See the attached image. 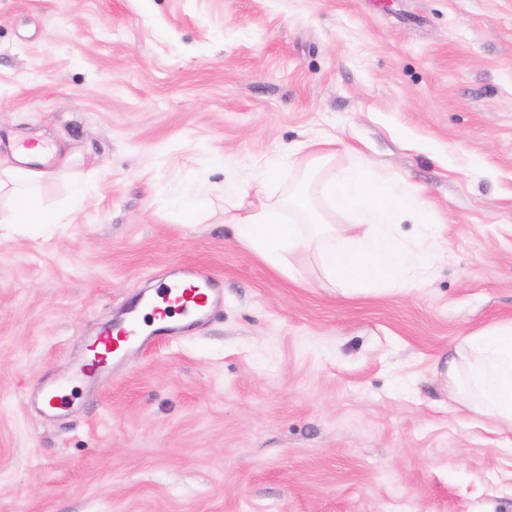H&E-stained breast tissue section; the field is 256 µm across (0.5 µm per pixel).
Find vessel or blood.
Here are the masks:
<instances>
[{
  "mask_svg": "<svg viewBox=\"0 0 512 512\" xmlns=\"http://www.w3.org/2000/svg\"><path fill=\"white\" fill-rule=\"evenodd\" d=\"M215 298L216 291L209 277L192 268H183L176 279L158 284L154 299L147 304V318L135 316L109 330L95 343L92 358L74 363L71 382L85 383L109 359L120 358L131 348L147 346L155 338L165 337L173 341L183 337L182 315L190 313L197 318L204 317ZM36 398L49 412L63 411L72 402L71 397L65 395L63 386L53 384L42 386Z\"/></svg>",
  "mask_w": 512,
  "mask_h": 512,
  "instance_id": "vessel-or-blood-1",
  "label": "vessel or blood"
}]
</instances>
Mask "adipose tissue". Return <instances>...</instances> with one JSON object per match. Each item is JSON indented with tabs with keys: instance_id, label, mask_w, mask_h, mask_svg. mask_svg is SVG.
<instances>
[{
	"instance_id": "1",
	"label": "adipose tissue",
	"mask_w": 512,
	"mask_h": 512,
	"mask_svg": "<svg viewBox=\"0 0 512 512\" xmlns=\"http://www.w3.org/2000/svg\"><path fill=\"white\" fill-rule=\"evenodd\" d=\"M326 175L317 186L321 207L303 208L284 192L273 165L256 169L249 182L224 187V223L235 239L269 266L291 275L290 258L311 249L323 277L345 297L380 287H419L442 252L434 225L421 222L419 192L378 174L363 162L335 167L331 155L316 157ZM9 208L1 225L57 224L39 206V172L8 168ZM345 214L346 225L333 215ZM416 225L417 240L396 235L397 224ZM444 375L452 409L461 418L487 421L512 433V319L475 329L448 351Z\"/></svg>"
}]
</instances>
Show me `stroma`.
I'll list each match as a JSON object with an SVG mask.
<instances>
[{"label":"stroma","instance_id":"1","mask_svg":"<svg viewBox=\"0 0 512 512\" xmlns=\"http://www.w3.org/2000/svg\"><path fill=\"white\" fill-rule=\"evenodd\" d=\"M33 134L43 208L86 199L0 230V512H512V435L440 374L512 319V0H0V165ZM308 143L419 190L425 286L342 297L231 237L225 182L299 180ZM183 266L222 289L206 320L68 415L26 402Z\"/></svg>","mask_w":512,"mask_h":512}]
</instances>
